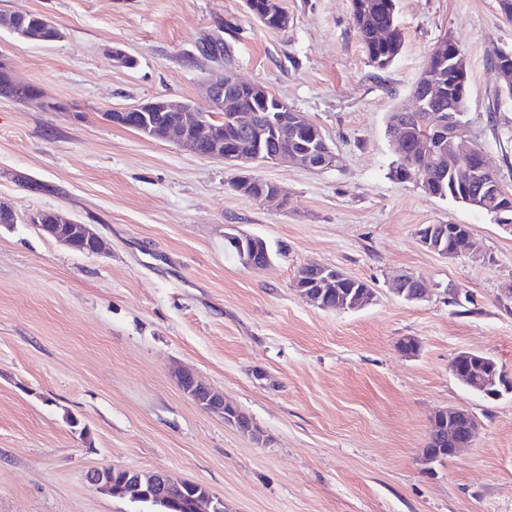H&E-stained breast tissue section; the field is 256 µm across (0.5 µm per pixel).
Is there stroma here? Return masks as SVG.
<instances>
[{"mask_svg": "<svg viewBox=\"0 0 512 512\" xmlns=\"http://www.w3.org/2000/svg\"><path fill=\"white\" fill-rule=\"evenodd\" d=\"M270 29L244 0H0V14L51 18L61 40L0 28V62L48 107L0 97V512H153L89 480L107 467L164 471L222 498L226 512H512V394L489 400L450 371L462 350L512 372V233L486 213L392 178L391 112L411 108L431 48L467 62L469 137L512 191V98L491 63L512 51L497 0H397L403 46L382 73L350 0H281ZM238 27L230 64L318 124L338 156L309 171L267 164L273 208L231 190L234 172L112 125L105 113L154 97L202 105L217 62L214 23ZM134 56L113 66L111 48ZM92 225L101 255L72 252L28 218ZM426 224H464L477 257L424 248ZM273 253L261 270L224 252L227 227ZM367 282L350 311L304 302L308 263ZM407 272L421 302L392 290ZM420 348H398L406 337ZM195 372L252 420L251 438L185 395ZM463 408L480 427L462 456L426 466L430 418Z\"/></svg>", "mask_w": 512, "mask_h": 512, "instance_id": "stroma-1", "label": "stroma"}]
</instances>
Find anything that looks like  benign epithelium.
Returning a JSON list of instances; mask_svg holds the SVG:
<instances>
[{"instance_id":"obj_1","label":"benign epithelium","mask_w":512,"mask_h":512,"mask_svg":"<svg viewBox=\"0 0 512 512\" xmlns=\"http://www.w3.org/2000/svg\"><path fill=\"white\" fill-rule=\"evenodd\" d=\"M424 86L425 97L435 98L442 91L443 82L425 71L417 81ZM253 90L267 98L270 92L261 84L241 80L234 69H224L209 74L203 81V96L207 111L215 112L219 122L228 119L246 133L255 134L276 144L273 151L259 150L255 153L224 149L221 132L213 123L203 118L201 110L188 103H174L163 98H153L115 113H104L105 119L115 125L126 124L145 133L152 139L170 142L181 150L196 154V147L209 145L208 159H219L232 164L238 171V182H259L261 178L252 174L258 163L295 164L309 170H324L336 167V153L325 141L322 129L301 112H290L287 122L296 129H304L314 138L315 147L309 151L288 149V138L277 133L276 127L263 126L258 113L240 104L236 89ZM467 126L463 115L457 113L454 104L448 105V150L438 147V139L431 136L430 127L422 128L418 137L420 158L416 159L409 151L411 144L410 128L396 124L392 128L391 140L397 144L400 158L414 168L410 178L422 184L427 182L425 167L433 163L444 169L450 168L455 179L465 186L477 189L475 206L495 214L501 226L511 232L512 217L504 213L512 212V196L504 191L497 176L488 167L484 152L478 145L466 140ZM55 222L67 226L66 232L54 235V241L67 249H74L76 241L96 242L97 253H102L104 244L100 237L87 224L54 214ZM476 255L477 247L471 234L465 232L454 238L448 256L456 258L461 254ZM299 295L306 302L324 307L321 297L307 292L311 284L305 279L304 270H299L296 280ZM452 374L467 382H477L490 399H498L512 392V374L506 372L497 362L486 355L473 351H461L452 359ZM448 429V456L456 457L471 447L479 429L477 419L467 410L454 408L437 412L432 418L429 438L442 429Z\"/></svg>"}]
</instances>
